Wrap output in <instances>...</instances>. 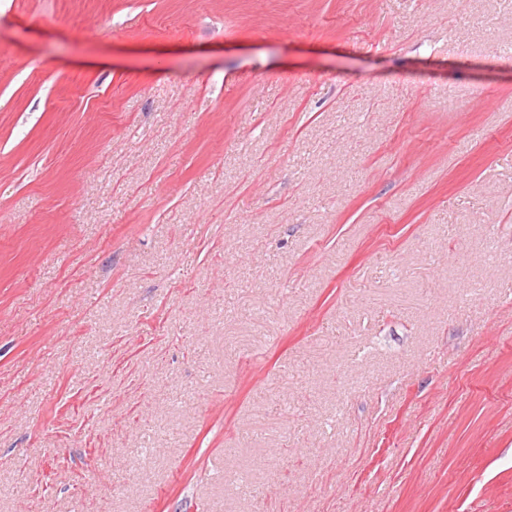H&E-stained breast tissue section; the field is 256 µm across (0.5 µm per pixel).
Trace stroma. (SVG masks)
I'll return each mask as SVG.
<instances>
[{
  "mask_svg": "<svg viewBox=\"0 0 512 512\" xmlns=\"http://www.w3.org/2000/svg\"><path fill=\"white\" fill-rule=\"evenodd\" d=\"M0 512H512V0H0Z\"/></svg>",
  "mask_w": 512,
  "mask_h": 512,
  "instance_id": "1",
  "label": "stroma"
}]
</instances>
